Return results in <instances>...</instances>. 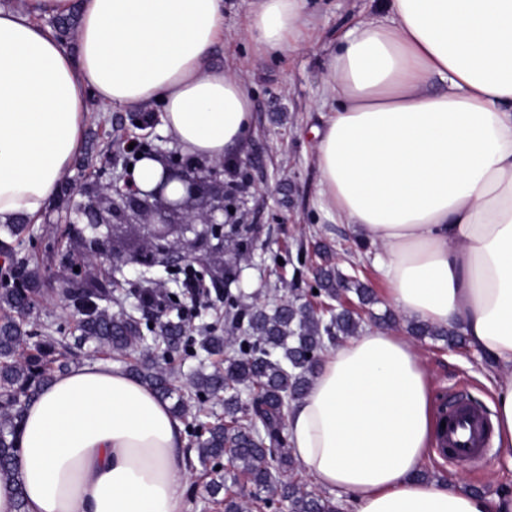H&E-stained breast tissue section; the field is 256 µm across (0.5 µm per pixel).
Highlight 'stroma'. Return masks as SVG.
Returning a JSON list of instances; mask_svg holds the SVG:
<instances>
[{"mask_svg":"<svg viewBox=\"0 0 512 512\" xmlns=\"http://www.w3.org/2000/svg\"><path fill=\"white\" fill-rule=\"evenodd\" d=\"M367 6V0H308L317 42L308 50L264 53L241 32L250 10V0H224V39L209 55L211 65L241 72L253 100V131L240 155L230 163L246 175L248 187L235 202L244 213L253 239L249 261L241 263L231 291L244 293L246 303L271 305L288 297L291 284L312 278V265L275 266L273 255L313 253L316 243L329 245L346 267V250L355 242L348 225L333 222L319 206V174L315 160L313 127L322 122L319 108L320 74L332 39L349 27ZM158 104L140 108L93 109L83 130L81 149L57 194L79 201L78 187L107 182L124 174L123 146L134 137H149L166 151L174 150L171 138L162 133L161 123L140 129L137 118L159 113ZM66 209L48 203L39 224L34 225L36 249L42 258L44 277L73 278L69 259L79 247L71 240L72 225ZM424 364L432 376L434 406L453 396L486 403L488 389L480 383L483 366L473 364L464 348L444 342L418 340ZM424 478L446 481L449 487L497 491L512 486V462L487 451L484 461L459 466L443 459L428 458L421 471Z\"/></svg>","mask_w":512,"mask_h":512,"instance_id":"stroma-1","label":"stroma"}]
</instances>
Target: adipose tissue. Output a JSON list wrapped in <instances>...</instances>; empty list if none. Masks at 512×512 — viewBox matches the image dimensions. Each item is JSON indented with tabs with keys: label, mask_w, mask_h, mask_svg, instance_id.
<instances>
[{
	"label": "adipose tissue",
	"mask_w": 512,
	"mask_h": 512,
	"mask_svg": "<svg viewBox=\"0 0 512 512\" xmlns=\"http://www.w3.org/2000/svg\"><path fill=\"white\" fill-rule=\"evenodd\" d=\"M306 0H253L244 36L307 49ZM0 7V226L39 219L79 151L90 102L161 105L186 156L240 151L252 101L210 66L224 0H83L71 40ZM314 128L324 209L375 246L404 316L457 328L494 368L493 448L512 461V0H384L323 63ZM410 338L366 329L328 353L288 409L296 461L354 512H512V497L416 474L436 442ZM25 512H187L184 425L124 368L84 360L25 406Z\"/></svg>",
	"instance_id": "1"
}]
</instances>
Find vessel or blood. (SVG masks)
Here are the masks:
<instances>
[{"label": "vessel or blood", "mask_w": 512, "mask_h": 512, "mask_svg": "<svg viewBox=\"0 0 512 512\" xmlns=\"http://www.w3.org/2000/svg\"><path fill=\"white\" fill-rule=\"evenodd\" d=\"M447 414L450 421L441 435L439 453L462 465L482 460L488 434L485 413L459 401L448 408Z\"/></svg>", "instance_id": "vessel-or-blood-1"}]
</instances>
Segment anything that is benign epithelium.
<instances>
[{"mask_svg": "<svg viewBox=\"0 0 512 512\" xmlns=\"http://www.w3.org/2000/svg\"><path fill=\"white\" fill-rule=\"evenodd\" d=\"M154 156L163 164L164 179L158 190L145 192L129 182L109 186L92 185L80 189L88 202L78 205L76 213L86 216L88 224L80 231L83 248L79 258H105L114 266L140 264L141 250L127 255L108 252L107 243L117 224L137 219L144 228L142 240L155 245L176 262L198 253L211 255L224 249V199L233 184L224 182L228 164H206L182 159L176 152L158 150ZM176 181L181 196L170 199L166 186Z\"/></svg>", "mask_w": 512, "mask_h": 512, "instance_id": "benign-epithelium-1", "label": "benign epithelium"}]
</instances>
